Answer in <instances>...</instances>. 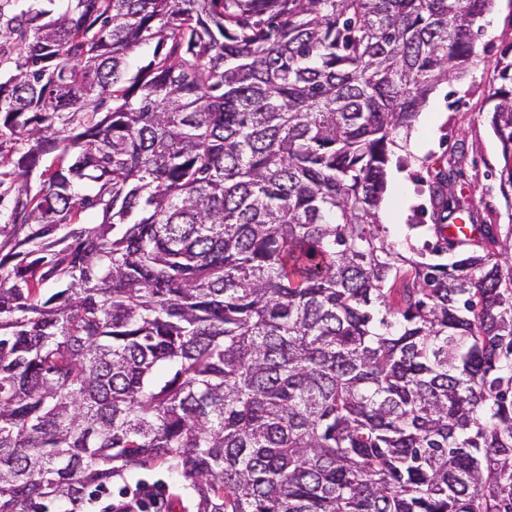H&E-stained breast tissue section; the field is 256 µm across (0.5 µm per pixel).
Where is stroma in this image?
Returning a JSON list of instances; mask_svg holds the SVG:
<instances>
[{
  "mask_svg": "<svg viewBox=\"0 0 512 512\" xmlns=\"http://www.w3.org/2000/svg\"><path fill=\"white\" fill-rule=\"evenodd\" d=\"M477 58L460 77L437 85L425 107L436 114V125L417 154L393 153L390 165L404 172V198L391 202L389 210L399 222L388 228L389 241L401 238L400 227L417 225L412 239L415 247L435 243L430 204L431 173L450 153L466 154L465 177L459 191L473 200L481 223L496 225L501 233L512 230V191L503 192L499 172L502 166L500 143L491 125L489 82L502 49L512 43V0H493L488 17L474 26ZM162 485L167 497L180 491L175 478L163 467L136 470L133 478L114 479L106 492L89 504L87 512H103L107 504L135 493L139 484Z\"/></svg>",
  "mask_w": 512,
  "mask_h": 512,
  "instance_id": "obj_1",
  "label": "stroma"
}]
</instances>
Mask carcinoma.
<instances>
[{"instance_id":"cac0c4a2","label":"carcinoma","mask_w":512,"mask_h":512,"mask_svg":"<svg viewBox=\"0 0 512 512\" xmlns=\"http://www.w3.org/2000/svg\"><path fill=\"white\" fill-rule=\"evenodd\" d=\"M490 4L0 0V512L155 467L194 512H512V235L462 153L433 230L480 241L379 218ZM488 101L512 189V43Z\"/></svg>"}]
</instances>
